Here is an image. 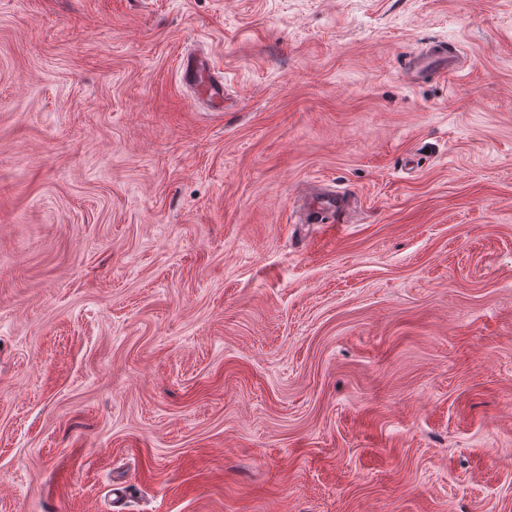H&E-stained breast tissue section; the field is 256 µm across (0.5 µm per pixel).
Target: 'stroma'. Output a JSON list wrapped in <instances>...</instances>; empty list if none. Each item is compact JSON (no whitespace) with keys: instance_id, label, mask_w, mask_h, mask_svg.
<instances>
[{"instance_id":"obj_1","label":"stroma","mask_w":512,"mask_h":512,"mask_svg":"<svg viewBox=\"0 0 512 512\" xmlns=\"http://www.w3.org/2000/svg\"><path fill=\"white\" fill-rule=\"evenodd\" d=\"M116 487L512 512V0H0V512ZM444 76L456 75L455 57L447 48L437 49L432 52L416 53L404 60L403 70L405 77L412 79L423 72L436 68ZM201 65L203 60L192 56H185L180 62V68L195 83L200 93L209 99L223 97V83L205 70H200ZM332 215V220L323 223V221ZM346 212L340 207L336 201L335 195L324 193L317 194L312 198L308 208L304 213V222L309 224H342L344 223Z\"/></svg>"}]
</instances>
